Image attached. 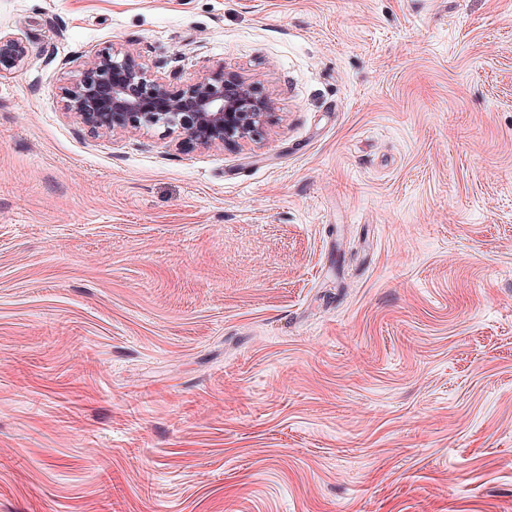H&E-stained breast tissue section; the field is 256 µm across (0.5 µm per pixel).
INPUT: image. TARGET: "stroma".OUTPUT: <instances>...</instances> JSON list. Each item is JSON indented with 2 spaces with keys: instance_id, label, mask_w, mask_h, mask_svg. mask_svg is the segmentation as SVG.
I'll use <instances>...</instances> for the list:
<instances>
[{
  "instance_id": "stroma-1",
  "label": "stroma",
  "mask_w": 512,
  "mask_h": 512,
  "mask_svg": "<svg viewBox=\"0 0 512 512\" xmlns=\"http://www.w3.org/2000/svg\"><path fill=\"white\" fill-rule=\"evenodd\" d=\"M0 512H512V0H0ZM257 140L97 136L109 48ZM28 55V49L23 40L18 37L0 36V73L20 65Z\"/></svg>"
}]
</instances>
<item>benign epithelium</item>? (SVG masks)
<instances>
[{
	"instance_id": "7a95c632",
	"label": "benign epithelium",
	"mask_w": 512,
	"mask_h": 512,
	"mask_svg": "<svg viewBox=\"0 0 512 512\" xmlns=\"http://www.w3.org/2000/svg\"><path fill=\"white\" fill-rule=\"evenodd\" d=\"M27 55L23 40L0 36V72ZM60 97L64 111L94 134L162 127L205 148L261 136L275 109L258 82L222 67L179 84L114 49L84 60L80 79L61 87Z\"/></svg>"
}]
</instances>
